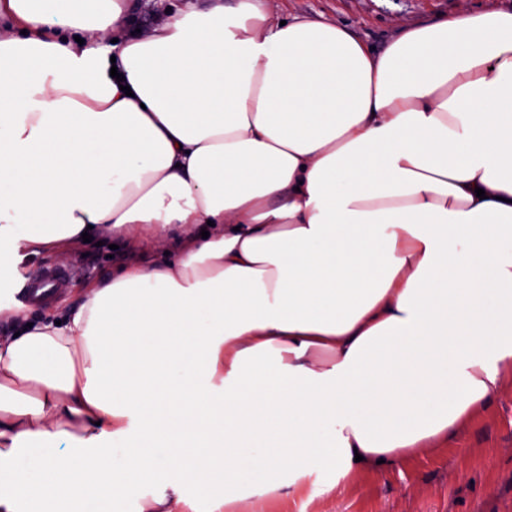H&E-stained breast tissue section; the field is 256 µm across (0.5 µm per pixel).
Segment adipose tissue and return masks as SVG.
I'll return each mask as SVG.
<instances>
[{
    "mask_svg": "<svg viewBox=\"0 0 512 512\" xmlns=\"http://www.w3.org/2000/svg\"><path fill=\"white\" fill-rule=\"evenodd\" d=\"M131 9L0 0V257L186 241L0 338V512H126L113 486L167 467L261 496L447 442L512 378V13L376 53L268 0L139 34Z\"/></svg>",
    "mask_w": 512,
    "mask_h": 512,
    "instance_id": "ef3b65f1",
    "label": "adipose tissue"
}]
</instances>
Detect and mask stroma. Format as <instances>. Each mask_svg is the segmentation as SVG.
I'll use <instances>...</instances> for the list:
<instances>
[{"label":"stroma","mask_w":512,"mask_h":512,"mask_svg":"<svg viewBox=\"0 0 512 512\" xmlns=\"http://www.w3.org/2000/svg\"><path fill=\"white\" fill-rule=\"evenodd\" d=\"M282 20H319L342 26L369 49L382 52L402 29L430 24L466 9L474 13H512V0H271ZM181 243L174 232L161 239L126 243L105 237L87 243L49 249L17 259L11 285L0 287V304L18 303L22 271L61 263L67 286L45 308L28 310L29 320H62L85 285L112 277L124 266L161 264L177 255ZM178 486L179 512H239L237 504L204 499L197 486L181 480L177 471L162 470L156 481L138 488H115L126 498L129 512L152 494ZM252 512H512V395L491 402L465 422L448 442L425 449L403 465L368 467L348 483L337 484L326 467L307 475L300 493H290L287 475L274 489L251 500Z\"/></svg>","instance_id":"35a3bbf8"}]
</instances>
